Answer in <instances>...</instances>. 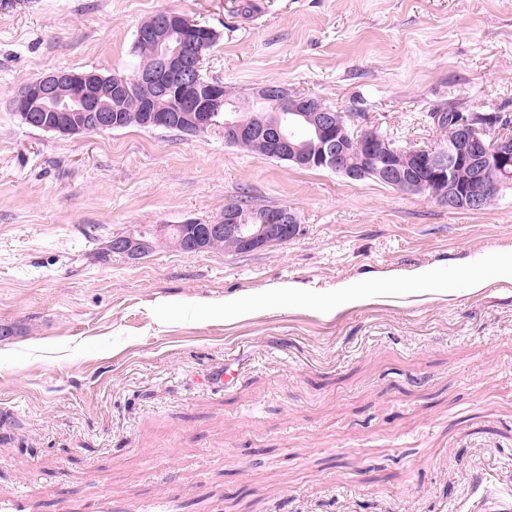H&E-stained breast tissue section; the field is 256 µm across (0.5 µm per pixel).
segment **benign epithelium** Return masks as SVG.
I'll return each instance as SVG.
<instances>
[{
  "instance_id": "benign-epithelium-1",
  "label": "benign epithelium",
  "mask_w": 512,
  "mask_h": 512,
  "mask_svg": "<svg viewBox=\"0 0 512 512\" xmlns=\"http://www.w3.org/2000/svg\"><path fill=\"white\" fill-rule=\"evenodd\" d=\"M213 34V29L176 11L162 13L156 24L139 31V38L157 46L154 65L141 68L134 77L143 94L144 125L192 137L216 123L228 102L224 84L203 83L194 73ZM126 91L127 83L111 75L55 70L26 84L12 109L21 123L45 132L81 135L115 130L121 126L115 104ZM257 96L276 103L278 111L225 120V143L254 136L286 163L328 169L352 181L374 176L405 193L422 194L437 182L442 190L434 202L451 211L478 210L488 203L491 189L512 185V124L496 119L493 112L454 120L448 146L427 153L399 146L378 131L352 139L337 113L283 86L266 85ZM463 165L472 169L466 184L456 179ZM249 217L247 210L226 208L224 215L207 224L186 222L175 236L166 227L119 235L112 238L108 254L128 261L163 248L197 254L221 238L250 251L292 239L299 224L297 214L287 207L259 224L250 223Z\"/></svg>"
}]
</instances>
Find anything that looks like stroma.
<instances>
[{
	"mask_svg": "<svg viewBox=\"0 0 512 512\" xmlns=\"http://www.w3.org/2000/svg\"><path fill=\"white\" fill-rule=\"evenodd\" d=\"M162 9L219 36L203 74L436 147L426 112L512 114V0H0V500L25 512H479L512 506V193L480 211L225 144L20 124L55 69L130 73ZM288 207L249 252L100 261L112 236ZM429 267L448 291L399 289ZM481 272L477 291L461 285ZM372 283L359 306L340 285ZM236 372L214 387L225 368Z\"/></svg>",
	"mask_w": 512,
	"mask_h": 512,
	"instance_id": "35a3bbf8",
	"label": "stroma"
}]
</instances>
